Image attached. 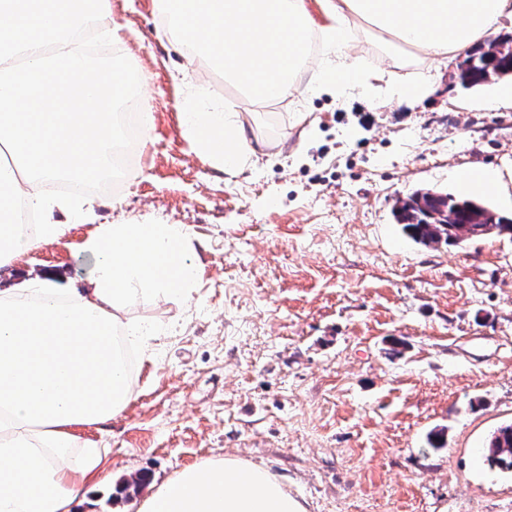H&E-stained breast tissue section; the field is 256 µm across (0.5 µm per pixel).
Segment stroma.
I'll use <instances>...</instances> for the list:
<instances>
[{
    "mask_svg": "<svg viewBox=\"0 0 512 512\" xmlns=\"http://www.w3.org/2000/svg\"><path fill=\"white\" fill-rule=\"evenodd\" d=\"M153 0H111L117 46L148 77L152 122L137 172L97 194L101 224H182L201 270L186 304L132 300L127 318L170 327L137 360L134 398L84 429L103 443L85 512H140L163 483L218 456L264 467L306 512H512V478L479 457L512 421V240H413L393 209L420 189L476 198L512 218V107L502 83L464 90L457 65L376 38L353 56L422 105L328 95L255 106L252 165L217 172L192 151L174 79L180 55ZM499 172L477 189L467 172ZM27 252L0 289L49 272L88 285V233Z\"/></svg>",
    "mask_w": 512,
    "mask_h": 512,
    "instance_id": "stroma-1",
    "label": "stroma"
}]
</instances>
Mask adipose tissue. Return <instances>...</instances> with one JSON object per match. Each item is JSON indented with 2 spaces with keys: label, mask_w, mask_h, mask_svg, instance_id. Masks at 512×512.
<instances>
[{
  "label": "adipose tissue",
  "mask_w": 512,
  "mask_h": 512,
  "mask_svg": "<svg viewBox=\"0 0 512 512\" xmlns=\"http://www.w3.org/2000/svg\"><path fill=\"white\" fill-rule=\"evenodd\" d=\"M168 22L185 110L182 126L215 170L246 168L256 149L247 113L200 100L191 75L220 69L245 102L283 101L299 91L309 40L321 49L309 92L422 101L419 83L393 84L353 62L351 40L371 34L395 54L416 50L454 60L512 20V0H321L325 23L306 0H156ZM93 260L89 290L33 279L0 290V512H78L98 484L103 448L77 435L120 416L133 398L121 349L146 352L160 329L126 319L131 299L187 301L198 265L181 224H100L81 245ZM140 512H304L266 469L217 457L159 485Z\"/></svg>",
  "instance_id": "obj_1"
}]
</instances>
